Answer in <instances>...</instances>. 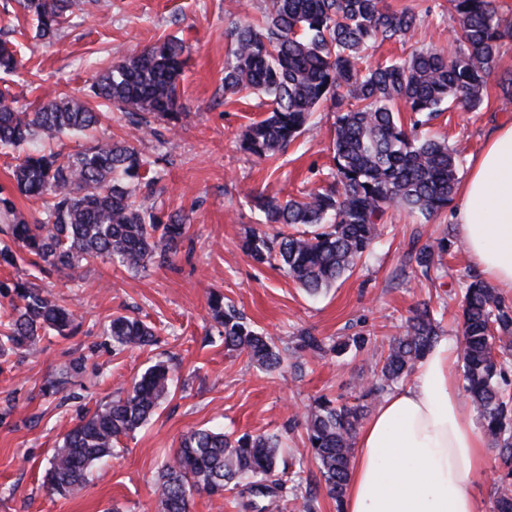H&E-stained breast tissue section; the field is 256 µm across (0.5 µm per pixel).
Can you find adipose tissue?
Returning a JSON list of instances; mask_svg holds the SVG:
<instances>
[{
    "instance_id": "adipose-tissue-1",
    "label": "adipose tissue",
    "mask_w": 512,
    "mask_h": 512,
    "mask_svg": "<svg viewBox=\"0 0 512 512\" xmlns=\"http://www.w3.org/2000/svg\"><path fill=\"white\" fill-rule=\"evenodd\" d=\"M458 234L491 284L512 289V122L497 125L461 184ZM457 348L440 340L412 379L361 428L343 512H479L472 481L484 442L455 381Z\"/></svg>"
}]
</instances>
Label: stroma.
Segmentation results:
<instances>
[{"instance_id": "1", "label": "stroma", "mask_w": 512, "mask_h": 512, "mask_svg": "<svg viewBox=\"0 0 512 512\" xmlns=\"http://www.w3.org/2000/svg\"><path fill=\"white\" fill-rule=\"evenodd\" d=\"M427 17L411 44L386 43L374 58L403 56L414 47H447L451 35L442 16L445 0H386ZM269 0H95L53 43L35 36V23L16 0H0V39L14 41L24 71L10 84L20 104L48 96L79 94L98 72L134 49L173 35L182 40L187 66L181 80L183 115L177 130L158 124L157 135L135 139L144 156H165L155 197L164 211L190 217V239L173 263L131 273L106 261L90 264L82 285L62 273L34 278L55 298L66 299L78 330L71 336H42L33 355L16 354L0 365V512H157L154 483L160 467L191 429L223 425L235 434L288 430L285 455L303 449L305 430L292 419L315 398L353 400L360 381L370 378L366 356L348 350L306 357L302 375L278 379L256 368L246 355L224 347L209 315L211 292L223 294L251 325L293 346L303 330L336 341L363 335L385 349L419 303L446 306L445 338L457 340L458 299L447 291L475 274L464 247L443 257V283L414 279L413 245L443 237L456 226L455 209L431 219L389 211L386 230L371 255L318 297L302 291L275 264L255 262L242 249L251 232H273L263 224L251 197L264 193L298 198L325 184L333 156L335 114L330 103L313 113L305 132L286 151L259 160L240 151L246 126L266 117L261 98L224 90V61L230 21L256 22ZM512 120L495 82L483 105L459 107L432 121L433 135L459 150V177L489 131ZM155 325L157 345L115 352L107 324L115 313ZM81 371L59 383L72 361ZM176 369L174 391L157 414L132 436L122 438L112 460L93 466L77 496L54 494L43 483L55 448L86 410L109 402L156 361Z\"/></svg>"}]
</instances>
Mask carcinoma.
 <instances>
[{"label": "carcinoma", "instance_id": "carcinoma-1", "mask_svg": "<svg viewBox=\"0 0 512 512\" xmlns=\"http://www.w3.org/2000/svg\"><path fill=\"white\" fill-rule=\"evenodd\" d=\"M444 17L455 33L451 49L428 47L374 65H363L368 51L386 42L407 44L423 23L422 13L393 10L384 0H270L257 24L234 25V47L224 65V91L267 98L270 115L251 123L240 147L259 159L275 156L300 136L317 107L331 102L336 113L332 181L303 199L253 197L267 224L295 228L272 236L252 234L243 249L259 262H278L307 293L332 286L368 255L382 235L385 213L396 208L428 219L448 207L458 183V154L425 127L456 104L480 108L488 78L496 76L503 103H512V70L499 66L500 51L512 42V20L497 0H447ZM36 21V36L51 41L70 23L84 0H19ZM184 47L176 37L137 50L111 64L82 95L54 97L31 111L16 106L9 88L0 89V148L17 152L12 169L15 190L40 201L45 218L30 224L17 212L14 196L0 191V216L9 241L0 246V267L28 265L50 274L66 271L73 282L96 259L129 272L148 264L169 265L187 238L189 219L181 211L160 213L151 195L158 177L151 162L125 141L97 139L63 157L36 142L85 135L101 124L103 113L86 98L103 100L124 114L127 125L154 133L156 121L179 120ZM24 63L20 51L0 42V72L15 75ZM411 113L410 127L399 106ZM443 237L414 250L411 259L424 278L437 268L435 257L450 249ZM0 295L11 297L0 321V357L34 351L42 333L74 332L73 315L28 280L0 281ZM461 348L464 390L479 414L483 433L497 450L499 484L493 512H512V304L489 283L475 278L461 296ZM224 347L239 351L270 375H282L283 358L272 337L255 331L242 313L209 300ZM118 350H141L159 342L154 327L117 314L108 325ZM440 322L426 303L405 321L404 332L378 354L368 336L343 343L303 332L302 353L340 354L352 346L371 352L378 369L360 384L356 404L321 397L303 415L306 453L289 463L281 457V435L236 436L201 427L180 440L155 483L159 512H191L195 494L221 498L242 489L246 512H265L288 495L298 512H318L319 488L341 507L357 430L367 415L363 401L377 399L409 379L437 342ZM170 368L149 367L131 387L85 413L54 449L45 483L67 496L85 485L90 469L114 454L154 416L171 393ZM319 476L303 477L308 459Z\"/></svg>", "mask_w": 512, "mask_h": 512}]
</instances>
